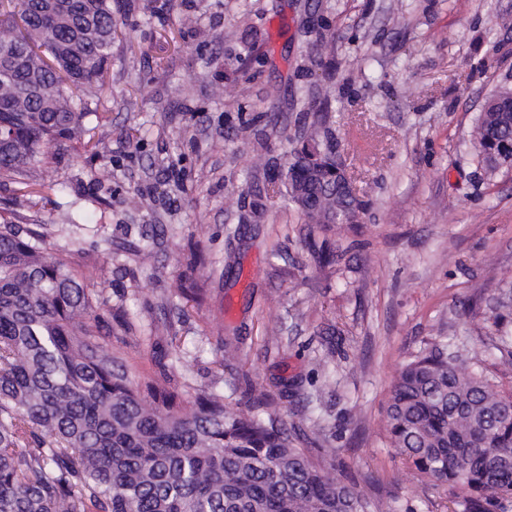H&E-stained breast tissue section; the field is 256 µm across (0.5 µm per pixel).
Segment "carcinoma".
<instances>
[{
    "label": "carcinoma",
    "mask_w": 512,
    "mask_h": 512,
    "mask_svg": "<svg viewBox=\"0 0 512 512\" xmlns=\"http://www.w3.org/2000/svg\"><path fill=\"white\" fill-rule=\"evenodd\" d=\"M0 177L44 162L51 144L89 135L86 97L100 91L119 34L112 0H0ZM479 114L478 162L512 170V88ZM323 120L283 153L286 174L257 195L260 220L278 202L308 224V250L332 263L326 232L356 224L365 203L336 161ZM36 224H0V512H381L336 476L334 449L304 446L300 429L248 384L247 410L216 390L170 386L190 360L158 361L141 382L108 348L72 259ZM412 469L446 487L462 512L512 505V392L466 366L443 340L405 361L384 419Z\"/></svg>",
    "instance_id": "1"
}]
</instances>
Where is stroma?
Returning a JSON list of instances; mask_svg holds the SVG:
<instances>
[{
	"label": "stroma",
	"mask_w": 512,
	"mask_h": 512,
	"mask_svg": "<svg viewBox=\"0 0 512 512\" xmlns=\"http://www.w3.org/2000/svg\"><path fill=\"white\" fill-rule=\"evenodd\" d=\"M122 22L91 136L54 145L44 170L0 181V220L40 224L49 249L80 237L74 267L127 319L112 345L139 375L156 349L194 360L182 391L243 409L275 395L336 472L391 512H451L449 492L387 444L382 418L411 354L448 337L512 390L493 319L512 304V171L475 156L488 97L512 86V0H112ZM327 28L319 38V28ZM325 112L367 209L327 238L319 264L296 211L258 224L305 120ZM155 258L142 260L146 235ZM235 357L222 361V343ZM328 366H321L323 357Z\"/></svg>",
	"instance_id": "stroma-1"
}]
</instances>
